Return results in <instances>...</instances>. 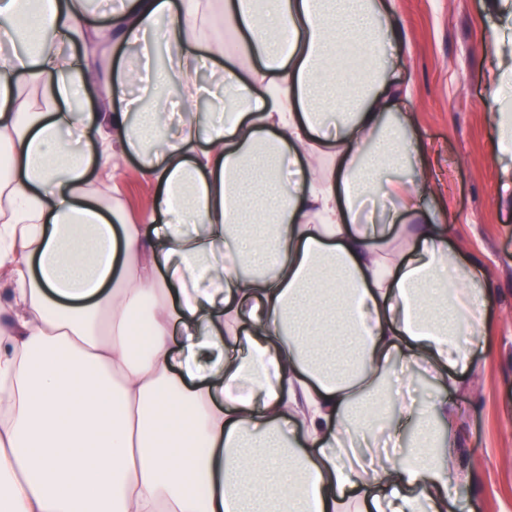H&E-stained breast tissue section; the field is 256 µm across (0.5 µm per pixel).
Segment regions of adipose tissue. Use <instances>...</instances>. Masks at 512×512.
I'll return each mask as SVG.
<instances>
[{
    "label": "adipose tissue",
    "mask_w": 512,
    "mask_h": 512,
    "mask_svg": "<svg viewBox=\"0 0 512 512\" xmlns=\"http://www.w3.org/2000/svg\"><path fill=\"white\" fill-rule=\"evenodd\" d=\"M209 9L123 0L95 26L87 0H0V512H440L464 482L435 446L446 401L419 410L414 447L347 456L386 405L410 412L400 390L379 395L396 364L451 388L473 371L487 296L447 210L419 207L429 167L384 63L392 0H223L220 26L257 67L227 70L223 114L174 131L171 104L128 91L211 97L199 72L227 53L197 35ZM157 30L168 68L93 67L101 43ZM24 83L41 105L19 109ZM92 85L110 111L79 108ZM89 128L91 155L66 137ZM129 156L160 224L86 189L89 167Z\"/></svg>",
    "instance_id": "obj_1"
}]
</instances>
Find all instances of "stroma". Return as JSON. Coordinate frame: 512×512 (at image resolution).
Returning a JSON list of instances; mask_svg holds the SVG:
<instances>
[{"label": "stroma", "mask_w": 512, "mask_h": 512, "mask_svg": "<svg viewBox=\"0 0 512 512\" xmlns=\"http://www.w3.org/2000/svg\"><path fill=\"white\" fill-rule=\"evenodd\" d=\"M400 37L387 54L409 84L416 138L431 163L426 210L446 203L451 241L466 245L483 271L489 299L471 344L475 376L445 390L413 383L416 406L434 398L458 414L455 457L468 482L458 512H512V181L497 163L498 127L488 76L504 43L484 0H394ZM135 157L117 161L107 206L144 223L155 189L130 175Z\"/></svg>", "instance_id": "1"}]
</instances>
